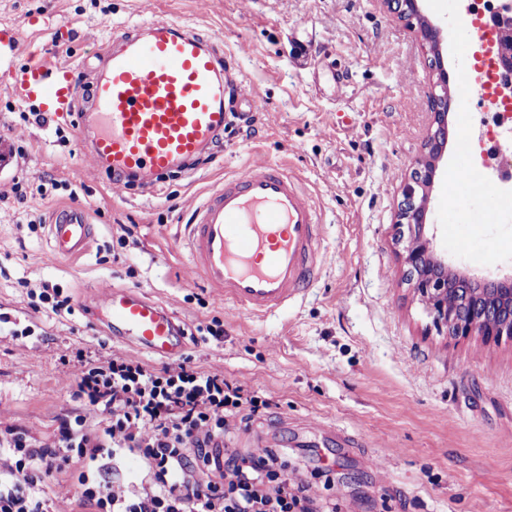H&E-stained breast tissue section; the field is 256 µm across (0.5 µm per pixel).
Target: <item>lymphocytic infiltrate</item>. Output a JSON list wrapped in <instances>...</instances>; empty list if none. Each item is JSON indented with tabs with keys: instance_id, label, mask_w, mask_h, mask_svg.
Masks as SVG:
<instances>
[{
	"instance_id": "obj_1",
	"label": "lymphocytic infiltrate",
	"mask_w": 512,
	"mask_h": 512,
	"mask_svg": "<svg viewBox=\"0 0 512 512\" xmlns=\"http://www.w3.org/2000/svg\"><path fill=\"white\" fill-rule=\"evenodd\" d=\"M76 404L53 435L37 439L0 429V512H50L45 479L74 468L78 512H310L305 486L291 483L279 450L218 460L227 419L258 396L222 374L180 362L156 370L118 355L77 351ZM137 455L144 476L120 492L111 461Z\"/></svg>"
}]
</instances>
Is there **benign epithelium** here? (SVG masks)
Returning a JSON list of instances; mask_svg holds the SVG:
<instances>
[{"instance_id": "1", "label": "benign epithelium", "mask_w": 512, "mask_h": 512, "mask_svg": "<svg viewBox=\"0 0 512 512\" xmlns=\"http://www.w3.org/2000/svg\"><path fill=\"white\" fill-rule=\"evenodd\" d=\"M387 10L410 25L415 37L432 54L434 71L432 123L423 152L403 186V200L396 213V244L405 281L431 318L434 328L450 339L479 336L486 343H512V273L478 276L457 273L448 283V261L436 255L428 233L429 188L448 139V72L443 63L442 32L425 17L419 0H383ZM498 35L512 32V0H505L492 15ZM504 83L501 89L512 93V53L498 46ZM456 302L448 306V293Z\"/></svg>"}]
</instances>
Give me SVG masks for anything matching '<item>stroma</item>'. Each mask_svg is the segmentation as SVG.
<instances>
[{"instance_id":"obj_1","label":"stroma","mask_w":512,"mask_h":512,"mask_svg":"<svg viewBox=\"0 0 512 512\" xmlns=\"http://www.w3.org/2000/svg\"><path fill=\"white\" fill-rule=\"evenodd\" d=\"M441 28L452 88L468 15L454 0H423ZM154 18L196 27L222 42L258 99L248 121L231 115L224 151L194 176L173 174L154 191L112 184L84 156L72 117L23 122V104L0 95V126L25 150L0 173V211L15 209L14 178L48 177L82 189L96 236L78 257L47 262L48 226L62 207L35 191L39 223L0 220V310L38 326L27 338L0 331V427L40 438L74 403L76 349L119 354L153 368L162 360L112 343L82 310L102 288H136L188 332L192 364L223 373L267 402L228 419L226 450L283 452L291 482L337 512H512V344L440 335L402 281L393 240L402 186L423 148L433 91L430 58L382 0H0V29L35 36L59 60L96 65L113 39ZM447 146L430 196L437 253L476 274L512 270V193L476 197L497 214L470 224L455 201L470 194ZM291 171L325 222L326 262L315 285L287 308L256 317L225 305L192 268L179 238L195 205L257 158ZM132 236H125V227ZM72 297L59 317L33 309L26 284ZM221 338L201 335L212 320Z\"/></svg>"}]
</instances>
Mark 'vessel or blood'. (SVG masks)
I'll return each instance as SVG.
<instances>
[{
  "label": "vessel or blood",
  "mask_w": 512,
  "mask_h": 512,
  "mask_svg": "<svg viewBox=\"0 0 512 512\" xmlns=\"http://www.w3.org/2000/svg\"><path fill=\"white\" fill-rule=\"evenodd\" d=\"M15 30L0 31V62H9L8 94L53 117L78 116V139L94 166L152 190L160 178L186 172L213 150L229 123L238 70L194 28L167 20L134 27L116 39L89 73L78 103L79 68L48 66ZM49 261L85 251L93 226L78 211L49 226ZM323 218L298 177L260 159L225 179L195 208L185 227L192 267L226 301L268 316L318 279ZM87 315L113 341L159 358L186 349L185 330L163 305L135 288L96 293Z\"/></svg>",
  "instance_id": "vessel-or-blood-1"
}]
</instances>
